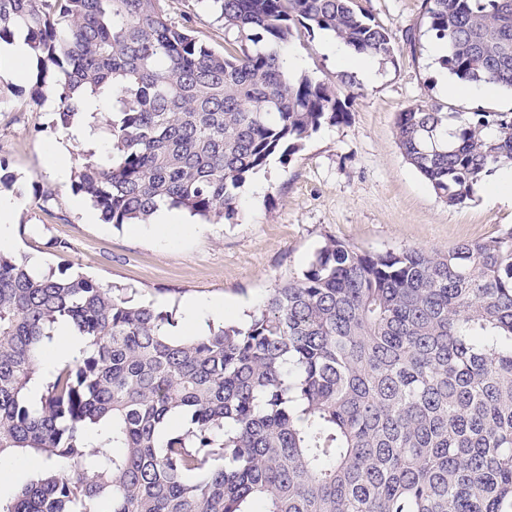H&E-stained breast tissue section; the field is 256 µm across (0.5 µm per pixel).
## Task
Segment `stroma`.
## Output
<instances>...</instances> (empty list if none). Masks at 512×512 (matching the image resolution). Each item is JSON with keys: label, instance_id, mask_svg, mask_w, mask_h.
<instances>
[{"label": "stroma", "instance_id": "obj_1", "mask_svg": "<svg viewBox=\"0 0 512 512\" xmlns=\"http://www.w3.org/2000/svg\"><path fill=\"white\" fill-rule=\"evenodd\" d=\"M390 34L392 59L377 60L378 78L360 83L349 117L323 123L303 148L272 156L238 189L235 223L188 219L175 240L158 239L151 225L88 223L74 205L69 181L42 165L63 132L47 105H29L28 80L0 77V161L27 191L14 219L16 256L38 257L58 274L79 271L137 300L166 299L181 313L189 296L225 295L245 300L237 316L246 322L280 283L300 276L327 238L368 251L404 247L445 251L458 243L497 235L512 226V209L475 192L461 207L439 200L404 158L396 118L406 108L441 104L452 112H512V92L454 97L440 85L443 67L433 57L423 0H358ZM176 25L190 26L215 50H223L224 26L203 0H166ZM325 32H302L289 46L300 72L338 87L342 69L323 50ZM262 193L253 187L258 180ZM53 191L29 193L32 182Z\"/></svg>", "mask_w": 512, "mask_h": 512}]
</instances>
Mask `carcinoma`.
I'll return each mask as SVG.
<instances>
[{
	"mask_svg": "<svg viewBox=\"0 0 512 512\" xmlns=\"http://www.w3.org/2000/svg\"><path fill=\"white\" fill-rule=\"evenodd\" d=\"M164 2L0 0V42L24 34L40 63L29 103L53 96L54 126L88 94L112 99L111 159L77 161L71 189L115 225L162 207L232 223L248 174L348 117L285 66L299 27L393 53L357 0H204L235 34L222 52ZM426 15L445 68L512 90V0H426ZM452 116L417 104L396 128L458 207L512 167V113L474 112L450 134ZM60 323L89 348L45 370ZM174 324L0 252V460L47 464L0 512H512V227L446 252L329 238L245 324L186 338ZM173 417L183 427L161 430Z\"/></svg>",
	"mask_w": 512,
	"mask_h": 512,
	"instance_id": "obj_1",
	"label": "carcinoma"
}]
</instances>
